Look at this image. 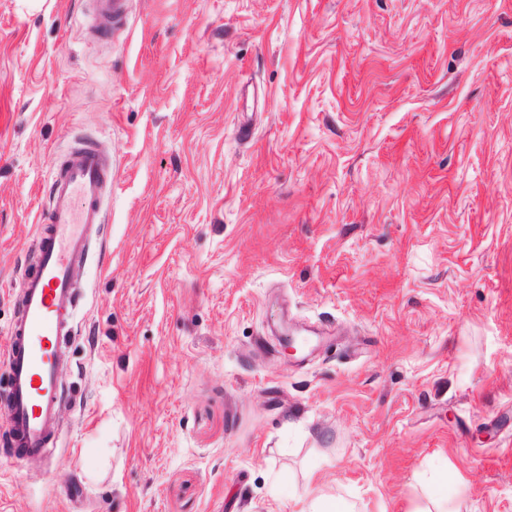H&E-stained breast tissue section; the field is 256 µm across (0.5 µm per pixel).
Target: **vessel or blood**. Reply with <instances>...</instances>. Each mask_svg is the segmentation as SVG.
<instances>
[{
	"mask_svg": "<svg viewBox=\"0 0 512 512\" xmlns=\"http://www.w3.org/2000/svg\"><path fill=\"white\" fill-rule=\"evenodd\" d=\"M104 28L125 12V0H93ZM112 161L94 143L78 142L57 157L50 177L48 223L38 231L39 260L24 272L20 312L9 341L8 407L15 458L48 454L59 427L61 347L72 334L79 290L74 266L86 259L101 221V198Z\"/></svg>",
	"mask_w": 512,
	"mask_h": 512,
	"instance_id": "vessel-or-blood-1",
	"label": "vessel or blood"
}]
</instances>
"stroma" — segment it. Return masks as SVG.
Masks as SVG:
<instances>
[{
	"mask_svg": "<svg viewBox=\"0 0 512 512\" xmlns=\"http://www.w3.org/2000/svg\"><path fill=\"white\" fill-rule=\"evenodd\" d=\"M78 137L112 184L0 512H416L440 466L512 512V0H0V390ZM94 8L104 28L112 30V25L117 23L125 12V0H93Z\"/></svg>",
	"mask_w": 512,
	"mask_h": 512,
	"instance_id": "35a3bbf8",
	"label": "stroma"
}]
</instances>
